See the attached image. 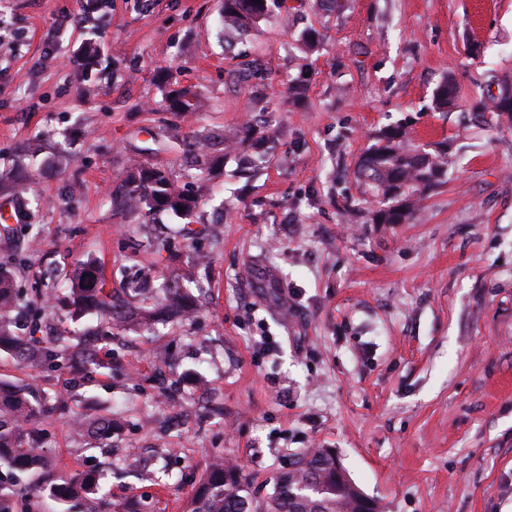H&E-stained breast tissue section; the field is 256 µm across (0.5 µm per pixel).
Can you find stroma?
<instances>
[{
    "label": "stroma",
    "mask_w": 512,
    "mask_h": 512,
    "mask_svg": "<svg viewBox=\"0 0 512 512\" xmlns=\"http://www.w3.org/2000/svg\"><path fill=\"white\" fill-rule=\"evenodd\" d=\"M85 3L0 0V200L18 186L41 239L0 226V266L38 310L16 329L107 333L81 375L0 353V378L68 400L39 423L59 471L98 465L112 499L183 512L212 457L237 460L264 498L294 454L330 448L377 512H512V125L469 110L492 77L512 79V0H287L228 37L223 0ZM253 58L268 74L264 163L244 170L219 145L185 168L189 142L243 125L255 88L238 70ZM447 76L462 106L437 112ZM184 87L201 112L170 110ZM390 124L448 150L446 183L407 224L374 223L356 175ZM135 155L197 200L190 219L115 209ZM141 223L169 253H131ZM186 223L195 238H174ZM88 259L110 288L135 265L178 271L202 310L150 332L74 319L68 276ZM102 414L111 449L73 438L72 419ZM128 448L181 484L126 473Z\"/></svg>",
    "instance_id": "1"
}]
</instances>
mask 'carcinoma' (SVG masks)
<instances>
[{
    "instance_id": "cac0c4a2",
    "label": "carcinoma",
    "mask_w": 512,
    "mask_h": 512,
    "mask_svg": "<svg viewBox=\"0 0 512 512\" xmlns=\"http://www.w3.org/2000/svg\"><path fill=\"white\" fill-rule=\"evenodd\" d=\"M273 7H278L277 0H224V32L259 22ZM432 104L439 112H449L456 106L450 79L437 85ZM180 109H199L196 95L187 88L175 91L172 99V110ZM475 109L512 123V96L481 100ZM263 138V126L257 119H249L238 137L224 142V149L241 153L244 163L257 168L264 160L260 150ZM356 172L372 193L373 221L406 224L415 218L421 199L445 183L448 154L444 150L430 153L415 146L404 126H390L375 135L373 144L359 159ZM124 183L123 204L148 216L158 211L185 216L195 208V201L177 187L165 169L135 161ZM180 206L184 207L181 212ZM157 274L156 268L144 270L122 287L107 289L98 265L86 261L71 280L70 297L77 309L102 312L117 328L129 324L148 329L164 318L188 320L194 316L197 305L181 292L178 276L169 274L159 288L145 287ZM18 305L11 273L0 268V351L14 353L31 367L55 358L77 370L94 363L95 355L81 334L65 331L47 341L16 334L11 326ZM46 412L30 386L0 381V467L7 468L5 477H0V512H17L15 486L20 474L30 477L23 488L30 502L46 494L61 505L90 502V512H156L158 503L136 494L116 505L109 502L100 493V473L95 467L73 475L55 472L52 457L38 448L39 420ZM74 425L75 434L85 439L104 441L112 437V417L108 415L76 421ZM336 486V464L329 448L291 460L288 472L278 476L273 493L262 501L254 495L243 471L228 468L224 458L217 456L210 460L185 512H355V502L336 492Z\"/></svg>"
}]
</instances>
